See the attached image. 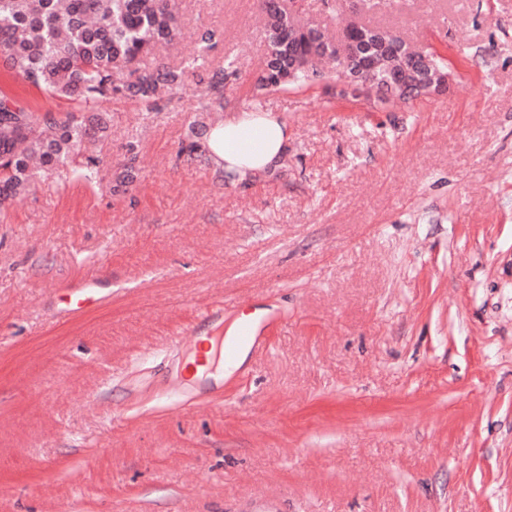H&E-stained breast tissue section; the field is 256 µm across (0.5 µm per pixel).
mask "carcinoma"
<instances>
[{"label": "carcinoma", "instance_id": "1", "mask_svg": "<svg viewBox=\"0 0 512 512\" xmlns=\"http://www.w3.org/2000/svg\"><path fill=\"white\" fill-rule=\"evenodd\" d=\"M266 53L253 85V97L323 81L325 59H337L336 42L314 24L299 23L274 2L262 9ZM359 34L350 57L374 69V107L386 109L399 94L397 76L418 67L448 71L439 54L391 50L396 36L359 19L347 22ZM179 33L176 0H0V224L10 223L16 197L35 192L42 181L58 178L96 194L104 189L97 143L112 129L102 103L128 99L148 108L169 100L182 86L184 66L143 67L140 62L174 42ZM237 61L224 59L199 95L196 111L221 103L224 82L237 75ZM21 82L69 103L54 113L21 103L13 83ZM127 162L118 177L126 187L137 177L138 144H126ZM208 154L206 143H181L178 156Z\"/></svg>", "mask_w": 512, "mask_h": 512}]
</instances>
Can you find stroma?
I'll return each mask as SVG.
<instances>
[{
  "label": "stroma",
  "mask_w": 512,
  "mask_h": 512,
  "mask_svg": "<svg viewBox=\"0 0 512 512\" xmlns=\"http://www.w3.org/2000/svg\"><path fill=\"white\" fill-rule=\"evenodd\" d=\"M339 35L350 0H293ZM256 0H179L159 108L112 100L96 155L124 194L43 184L0 224V512H512V0H381L361 20L433 48L438 97L371 108L339 72L267 94L282 167L221 181L177 156L208 74L252 107ZM95 284L69 314L60 289ZM225 304L224 318L206 317ZM278 308L221 394L178 333Z\"/></svg>",
  "instance_id": "stroma-1"
}]
</instances>
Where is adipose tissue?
<instances>
[{
  "label": "adipose tissue",
  "instance_id": "adipose-tissue-1",
  "mask_svg": "<svg viewBox=\"0 0 512 512\" xmlns=\"http://www.w3.org/2000/svg\"><path fill=\"white\" fill-rule=\"evenodd\" d=\"M214 166L241 177L281 165L288 146V126L265 112L236 111L205 136Z\"/></svg>",
  "mask_w": 512,
  "mask_h": 512
}]
</instances>
